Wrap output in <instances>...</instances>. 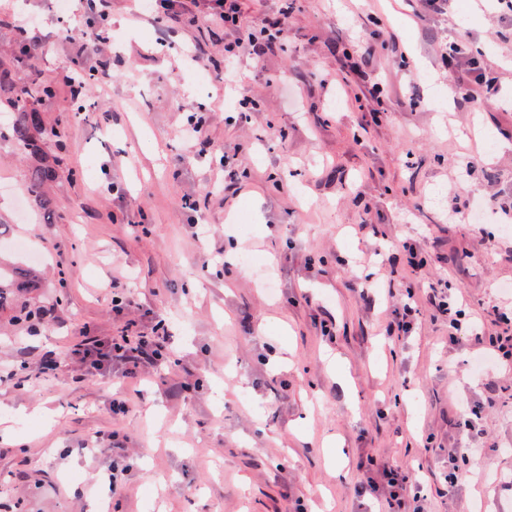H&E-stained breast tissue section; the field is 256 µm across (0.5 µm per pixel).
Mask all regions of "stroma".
Masks as SVG:
<instances>
[{"label": "stroma", "instance_id": "stroma-1", "mask_svg": "<svg viewBox=\"0 0 512 512\" xmlns=\"http://www.w3.org/2000/svg\"><path fill=\"white\" fill-rule=\"evenodd\" d=\"M109 43L56 37L54 0H0V57L20 47L21 83L55 91L46 120L67 117L51 217L32 207V157L0 146V219L23 242L12 257L47 271L51 312L36 336L0 335V500L22 512H369L353 489L386 461L424 485L427 512H512V380L467 374L473 342H448L430 284L456 291L487 332L512 300V15L456 0L450 14L418 0H242L238 31L175 16L158 26L133 0H97ZM287 10L275 44L254 55L249 32ZM481 48L502 103L449 74L440 51L456 22ZM223 71L199 78L183 50ZM93 73L81 109L68 78ZM379 86V97L370 89ZM457 100L445 104L443 90ZM257 109L237 117L242 96ZM202 112L205 151L181 131ZM484 207L490 222L470 215ZM422 248L408 266L405 244ZM264 260L207 268V251ZM66 279L56 301L57 275ZM165 318L170 359L155 378L79 377L85 337L119 334L113 289ZM420 310L408 334L388 332L389 289ZM333 325L332 335L320 322ZM53 354L50 380L21 364ZM124 398L129 411L112 413ZM483 407L482 478L442 495L449 451L469 447L466 403ZM126 435L121 496L103 474L112 456L84 444Z\"/></svg>", "mask_w": 512, "mask_h": 512}]
</instances>
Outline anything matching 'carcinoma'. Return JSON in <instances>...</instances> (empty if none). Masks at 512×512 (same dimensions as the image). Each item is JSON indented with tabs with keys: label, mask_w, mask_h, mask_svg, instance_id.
<instances>
[{
	"label": "carcinoma",
	"mask_w": 512,
	"mask_h": 512,
	"mask_svg": "<svg viewBox=\"0 0 512 512\" xmlns=\"http://www.w3.org/2000/svg\"><path fill=\"white\" fill-rule=\"evenodd\" d=\"M8 96L0 99V117L8 116L5 132L0 138L9 141L17 150L37 156L28 174V190L37 207L42 210L53 206L47 195L48 187L58 178V164L44 157L42 143L48 135H60L58 129H47L41 102L54 95L51 87L31 83L18 85L11 63L0 61V91ZM42 287L38 269L20 267L0 250V321L19 327L31 334L40 331L46 307L37 296Z\"/></svg>",
	"instance_id": "cac0c4a2"
}]
</instances>
